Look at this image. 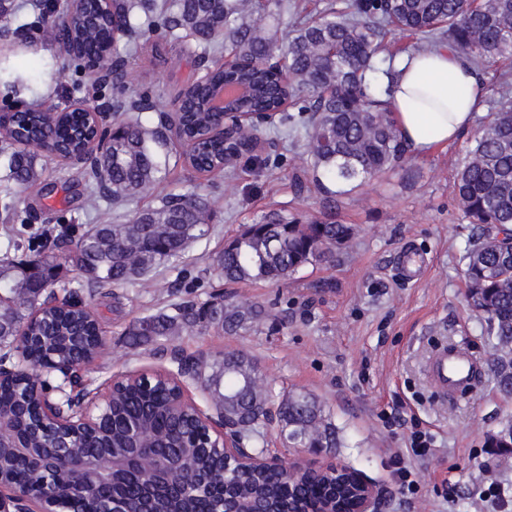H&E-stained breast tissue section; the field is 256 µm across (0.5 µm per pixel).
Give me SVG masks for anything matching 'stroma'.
<instances>
[{
	"label": "stroma",
	"instance_id": "stroma-1",
	"mask_svg": "<svg viewBox=\"0 0 512 512\" xmlns=\"http://www.w3.org/2000/svg\"><path fill=\"white\" fill-rule=\"evenodd\" d=\"M28 36L18 71L34 77L38 89L21 85L10 98L0 97V113L77 101V84L90 80L41 31ZM199 51L190 37L139 39L129 52L134 81L123 89L104 82L98 104L108 109L115 99L135 97L170 105L192 77ZM496 86L497 74L488 70L474 129L427 153H405L393 168L331 203L308 180L303 136L275 123L259 133L256 153L240 155L231 172L200 175L170 166L166 179L135 206L121 209H83L76 197L77 165L53 155L42 161L46 181L56 186L45 200L36 189L19 190L0 169V196L17 201L14 221L0 223V256L23 263L35 254L38 231L79 234L103 220L130 217L168 193L199 195L210 207L211 232L177 268L152 273L142 286L112 287L107 296L89 294L79 285L80 271L67 268L66 280L78 285L75 301L95 312L108 348L83 371L91 390L107 391L122 373H174L179 359L238 351L272 385L277 400L299 392L317 398L340 445L308 448L305 456L347 465L381 484L383 512H512V448L488 445L512 424V394L497 383L495 340L466 299L459 256L473 227L453 189L476 127L496 110ZM274 212L305 223L330 218L355 225L359 234L346 254L306 267L288 283L221 286L214 258L225 242ZM410 253L419 260L416 277L403 269ZM219 291L265 305V323L235 335L206 331L163 336L138 348L127 344L124 332L137 319L188 300L206 301ZM461 341L477 359L478 379L467 392L445 398L432 388L425 362L437 347ZM419 431L432 442L415 451L410 442ZM398 456L411 471L406 491L394 465Z\"/></svg>",
	"mask_w": 512,
	"mask_h": 512
}]
</instances>
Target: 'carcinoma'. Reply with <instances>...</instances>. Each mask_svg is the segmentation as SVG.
I'll return each mask as SVG.
<instances>
[{"label": "carcinoma", "mask_w": 512, "mask_h": 512, "mask_svg": "<svg viewBox=\"0 0 512 512\" xmlns=\"http://www.w3.org/2000/svg\"><path fill=\"white\" fill-rule=\"evenodd\" d=\"M287 10L284 0H164L163 15H135L139 4L124 0L115 11L99 12L97 0H83L79 9L44 11L34 19L13 0H0V31L16 33L35 26L46 38L67 42L76 59L88 67L103 49L111 32L117 40L135 42L145 28L161 25L171 40L182 31L199 41L198 62L211 67L203 85L190 88L191 102L181 116L191 144L173 149L160 132L148 125L145 112L162 109L141 99H125L115 111L134 112L126 120L113 119L119 133L109 148L94 156L80 175L85 182L84 206L102 202L122 204L149 191L169 163L170 154L186 167L203 173L224 161L231 147L210 135L219 113L209 107L212 94L230 81L247 82L254 93L230 103L234 112L284 111L285 100L302 101L301 116H288L289 130L304 135L306 164L325 200L347 193L355 182L376 175L397 161L406 148L390 108L393 56L379 57L385 36L409 32L423 48L443 45L464 55L478 67L512 59V0H350L341 9L329 8L315 18L288 20V29L271 26L270 6ZM235 56L239 66L227 69L222 52ZM498 108L468 151L456 177L459 204L468 223L478 230L460 257L467 296L486 322L503 352H512V82L499 76ZM56 108H29L13 113L5 124L29 140L16 148L11 135L0 139L6 177L27 189L41 185L39 166L48 145L38 138ZM82 115L70 113L55 130V145L79 158L85 152ZM210 231L206 202L194 194L169 193L158 204L136 211L126 222L95 224L77 239L62 231L52 239L61 254H44L30 264L40 265L11 274L13 263L0 260V345L9 347L21 328L45 337L27 354L29 365L15 381L0 384V406L23 402L29 381L49 382L51 362L68 364L83 349L102 353L96 334L97 317L84 307L54 306L48 297L63 281L65 265L77 268L85 287L95 291L145 279L160 267H175L191 246ZM357 235L351 224H303L280 216L248 225L224 246L216 259L219 275L228 284L286 282L308 265L329 263L346 251ZM258 305L226 303L218 295L197 304L186 301L127 330L129 345L141 346L158 336H179L199 330L235 334L258 327L265 319ZM201 388L216 407L235 414L241 436L253 447L265 444L255 422V411L267 409L274 390L257 374L245 355L228 352L192 366ZM496 372L503 389L512 392V360L497 359ZM170 382L164 378L134 380L112 406L105 431L86 442V451L107 455L121 447L126 427L136 421L154 428L167 444L165 452L188 462L185 481L193 473L220 474L224 458L193 442V424L167 410ZM279 424L290 443L308 448H336L339 441L322 405L308 393L288 397L279 406ZM36 462L13 459L0 447V482L39 494L34 481ZM246 497L276 502L292 496L319 497L325 487L315 483H288L279 474L244 480ZM216 481L206 495L189 498L177 487L156 494L154 512H209L212 501L224 494ZM54 493L65 512H92L112 495L139 506L146 489L124 478L90 496L74 471L62 472Z\"/></svg>", "instance_id": "1"}]
</instances>
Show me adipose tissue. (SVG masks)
<instances>
[{
    "label": "adipose tissue",
    "mask_w": 512,
    "mask_h": 512,
    "mask_svg": "<svg viewBox=\"0 0 512 512\" xmlns=\"http://www.w3.org/2000/svg\"><path fill=\"white\" fill-rule=\"evenodd\" d=\"M480 83L469 60L445 47L397 60L389 102L408 149L424 152L470 128L481 110Z\"/></svg>",
    "instance_id": "obj_1"
}]
</instances>
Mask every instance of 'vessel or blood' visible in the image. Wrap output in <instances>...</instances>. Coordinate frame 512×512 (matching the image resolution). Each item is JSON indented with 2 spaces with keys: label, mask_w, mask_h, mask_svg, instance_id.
Wrapping results in <instances>:
<instances>
[{
  "label": "vessel or blood",
  "mask_w": 512,
  "mask_h": 512,
  "mask_svg": "<svg viewBox=\"0 0 512 512\" xmlns=\"http://www.w3.org/2000/svg\"><path fill=\"white\" fill-rule=\"evenodd\" d=\"M435 391L441 395L466 390L477 371L475 358L464 346H441L434 350L425 365Z\"/></svg>",
  "instance_id": "vessel-or-blood-1"
}]
</instances>
